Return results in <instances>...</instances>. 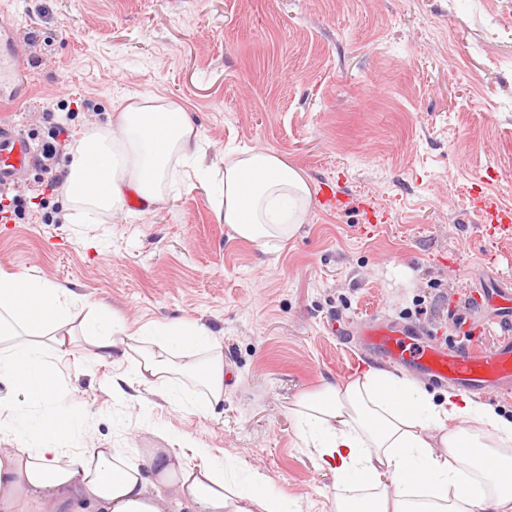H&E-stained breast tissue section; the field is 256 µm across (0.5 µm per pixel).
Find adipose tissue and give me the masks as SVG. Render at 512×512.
<instances>
[{
	"label": "adipose tissue",
	"instance_id": "adipose-tissue-1",
	"mask_svg": "<svg viewBox=\"0 0 512 512\" xmlns=\"http://www.w3.org/2000/svg\"><path fill=\"white\" fill-rule=\"evenodd\" d=\"M199 131L181 104L130 95L107 130L81 133L64 196L78 217L97 221L129 196L163 199L173 155L189 159ZM218 222L242 240L292 236L309 214L311 190L296 168L270 151L229 156ZM68 289L0 270V512H282V496L238 489L223 463L189 465L177 448L88 443L84 413L56 396V359L84 343L93 360L134 361L112 380L114 398L168 394L175 376L195 382L207 401L224 398V351L205 327L185 321L137 328L120 318H78ZM51 415L27 418V407ZM296 437L317 468L334 477L335 512H512V420L448 391L369 369L341 384L299 395ZM42 436L32 444V432Z\"/></svg>",
	"mask_w": 512,
	"mask_h": 512
}]
</instances>
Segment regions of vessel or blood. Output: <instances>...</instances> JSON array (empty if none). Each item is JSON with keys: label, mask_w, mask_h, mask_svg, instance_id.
I'll return each mask as SVG.
<instances>
[{"label": "vessel or blood", "mask_w": 512, "mask_h": 512, "mask_svg": "<svg viewBox=\"0 0 512 512\" xmlns=\"http://www.w3.org/2000/svg\"><path fill=\"white\" fill-rule=\"evenodd\" d=\"M26 63L16 52H0V98L23 94L27 82ZM35 151L24 131L16 126H0V186L10 185L34 166ZM481 223L505 222L512 210L502 207L492 196L474 202ZM502 337L490 352L461 343L445 348L416 339L412 326L396 328L373 318L362 320L355 331L364 346L396 362L406 361L435 381H447L465 389L493 392L512 382V318L499 317Z\"/></svg>", "instance_id": "vessel-or-blood-1"}]
</instances>
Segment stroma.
Listing matches in <instances>:
<instances>
[{"instance_id": "1", "label": "stroma", "mask_w": 512, "mask_h": 512, "mask_svg": "<svg viewBox=\"0 0 512 512\" xmlns=\"http://www.w3.org/2000/svg\"><path fill=\"white\" fill-rule=\"evenodd\" d=\"M27 61L29 96L0 122L33 145L61 127L55 167L23 185L27 219L0 220V268L71 290L128 323H203L221 342L224 400L112 397L118 368L73 346L58 393L92 443L163 448L252 470L283 512H332L334 479L300 447L302 392L366 368L418 379L366 353L358 322L427 326L454 346L495 348L489 299L512 278V228L480 223L473 198L512 205V0H0ZM183 105L204 167L270 150L306 177L309 217L257 245L218 223L216 201L169 172L164 201L99 224L69 221L54 179L79 132L105 129L128 94ZM335 195V207L325 199ZM468 312L470 324L452 318Z\"/></svg>"}]
</instances>
